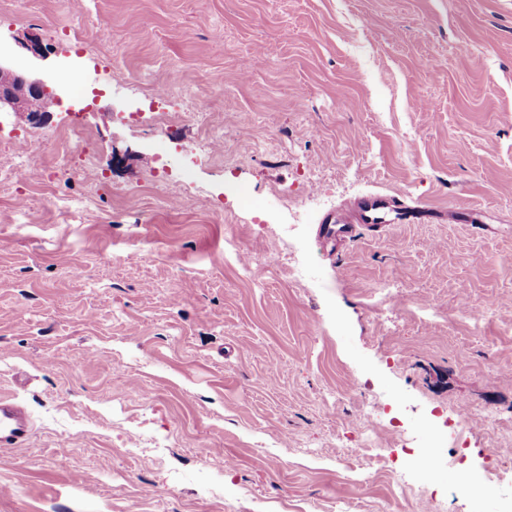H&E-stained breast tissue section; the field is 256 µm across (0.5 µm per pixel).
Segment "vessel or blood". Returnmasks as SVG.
<instances>
[{"label": "vessel or blood", "mask_w": 512, "mask_h": 512, "mask_svg": "<svg viewBox=\"0 0 512 512\" xmlns=\"http://www.w3.org/2000/svg\"><path fill=\"white\" fill-rule=\"evenodd\" d=\"M428 208L423 204L410 205L399 195H376L360 206L356 223L325 225L323 235L339 240L354 239L359 230L377 231L389 224H411L426 217ZM32 427L26 410L17 402L0 398V446H14L27 441Z\"/></svg>", "instance_id": "1"}]
</instances>
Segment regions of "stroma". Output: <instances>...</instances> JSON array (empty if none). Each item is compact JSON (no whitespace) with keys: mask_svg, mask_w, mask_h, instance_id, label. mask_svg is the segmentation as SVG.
<instances>
[{"mask_svg":"<svg viewBox=\"0 0 512 512\" xmlns=\"http://www.w3.org/2000/svg\"><path fill=\"white\" fill-rule=\"evenodd\" d=\"M0 56L56 176L0 188V512H512V0H0ZM397 193L491 231L321 234ZM45 85L30 81L22 74L2 64L0 58V116L2 112L27 114L38 119L45 112ZM32 434L26 410L11 399L0 398V446L20 445Z\"/></svg>","mask_w":512,"mask_h":512,"instance_id":"obj_1","label":"stroma"}]
</instances>
